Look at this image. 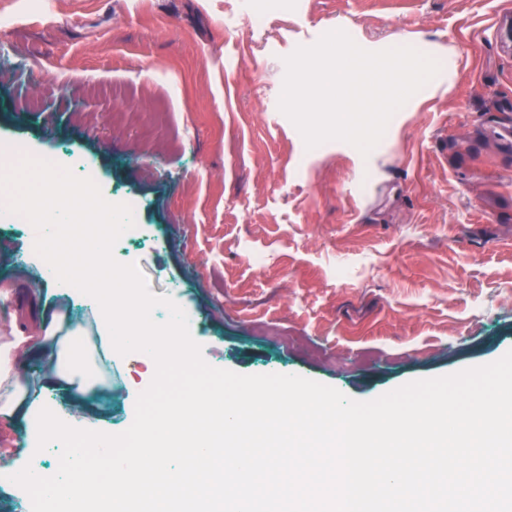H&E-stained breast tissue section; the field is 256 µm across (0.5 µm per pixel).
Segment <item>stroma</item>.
Wrapping results in <instances>:
<instances>
[{"label": "stroma", "instance_id": "35a3bbf8", "mask_svg": "<svg viewBox=\"0 0 512 512\" xmlns=\"http://www.w3.org/2000/svg\"><path fill=\"white\" fill-rule=\"evenodd\" d=\"M512 0H0V142L90 169L146 242L124 252L150 290L194 311L212 366L299 374L370 401L512 351ZM262 23L252 26V14ZM345 28L361 46L409 37L441 84L391 117L369 155L306 149L278 109L283 59ZM28 227L0 225V332L40 328ZM153 376L112 355L87 406L119 434ZM0 418L13 470L58 471Z\"/></svg>", "mask_w": 512, "mask_h": 512}]
</instances>
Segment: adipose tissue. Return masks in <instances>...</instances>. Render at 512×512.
<instances>
[{
  "instance_id": "1",
  "label": "adipose tissue",
  "mask_w": 512,
  "mask_h": 512,
  "mask_svg": "<svg viewBox=\"0 0 512 512\" xmlns=\"http://www.w3.org/2000/svg\"><path fill=\"white\" fill-rule=\"evenodd\" d=\"M126 292L124 302L103 296L95 303V318L89 324L72 320L68 311L56 310L40 315L44 339L14 334L12 342L0 348V416L23 423L34 410H41L46 429L53 435L66 424L85 422L81 396L90 381L101 376L84 342L90 335L103 337L110 345L118 336L128 335L151 367L161 356L170 364L183 363L188 351L182 339L183 324L171 320L159 326L148 320L151 305L140 297L134 280H127ZM11 351L38 366L36 380L11 365L6 358Z\"/></svg>"
}]
</instances>
